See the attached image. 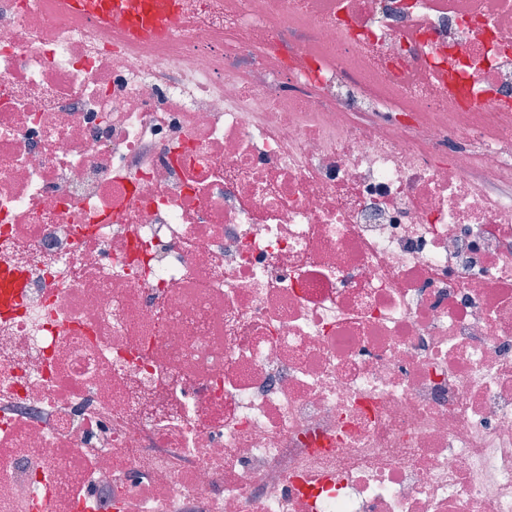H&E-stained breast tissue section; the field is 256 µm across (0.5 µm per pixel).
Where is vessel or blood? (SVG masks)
<instances>
[{"label":"vessel or blood","instance_id":"vessel-or-blood-1","mask_svg":"<svg viewBox=\"0 0 512 512\" xmlns=\"http://www.w3.org/2000/svg\"><path fill=\"white\" fill-rule=\"evenodd\" d=\"M51 6L74 18L91 17L141 38L166 32L178 0H52Z\"/></svg>","mask_w":512,"mask_h":512}]
</instances>
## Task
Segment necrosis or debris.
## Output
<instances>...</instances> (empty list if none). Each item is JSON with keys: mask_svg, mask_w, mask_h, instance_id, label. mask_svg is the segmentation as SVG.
<instances>
[{"mask_svg": "<svg viewBox=\"0 0 512 512\" xmlns=\"http://www.w3.org/2000/svg\"><path fill=\"white\" fill-rule=\"evenodd\" d=\"M512 0H0V512H512ZM49 4L74 18L91 17L138 38L164 34L178 8V0H49Z\"/></svg>", "mask_w": 512, "mask_h": 512, "instance_id": "1", "label": "necrosis or debris"}]
</instances>
